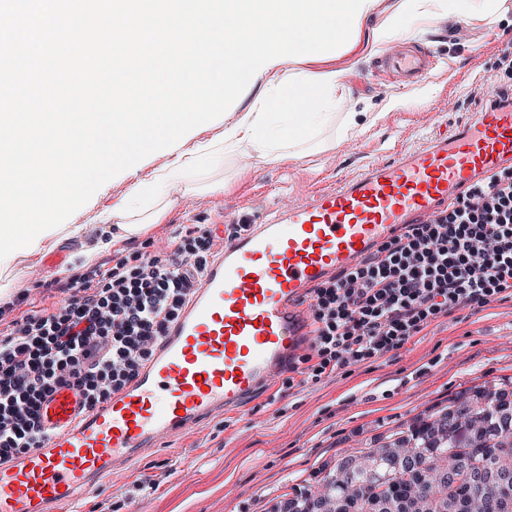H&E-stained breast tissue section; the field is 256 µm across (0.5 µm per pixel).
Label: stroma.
<instances>
[{"instance_id": "35a3bbf8", "label": "stroma", "mask_w": 512, "mask_h": 512, "mask_svg": "<svg viewBox=\"0 0 512 512\" xmlns=\"http://www.w3.org/2000/svg\"><path fill=\"white\" fill-rule=\"evenodd\" d=\"M419 45L440 56L442 65L404 89L376 78L377 59L352 70L349 56L312 54L304 70L346 69L353 99L367 101L377 115L373 124L277 166L225 155L199 176L205 184L223 182V191L174 195L160 223L99 253L98 262L123 260L131 276L150 255L168 259L181 250L211 256L220 239L236 234L225 214L269 218L286 198L332 187L452 129L480 109L488 89L512 92V66L503 59L512 51L511 29L471 18L425 33ZM400 92L407 95L404 104L386 111V102ZM181 160V149L170 147L139 164L132 176L112 178L69 218L86 225L83 238L58 231L39 251L19 253L9 268H0L14 317L58 311L65 279L84 272L81 251L111 236L132 185ZM58 255L63 263L48 265ZM493 378L512 380L510 297L439 317L374 362L316 377L309 362L296 358L274 387L260 390L240 412L207 420L140 458L129 473L87 498L85 512H270L278 497L321 480L351 449L368 447L392 427Z\"/></svg>"}]
</instances>
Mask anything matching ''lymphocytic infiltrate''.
<instances>
[{
  "instance_id": "lymphocytic-infiltrate-1",
  "label": "lymphocytic infiltrate",
  "mask_w": 512,
  "mask_h": 512,
  "mask_svg": "<svg viewBox=\"0 0 512 512\" xmlns=\"http://www.w3.org/2000/svg\"><path fill=\"white\" fill-rule=\"evenodd\" d=\"M205 265L175 251L146 258L136 278L123 261L66 283L56 312L13 321L0 336V451L42 442L38 412L57 388L87 407L120 390L147 361ZM512 292V173H494L448 209L383 243L354 269L314 288L315 374L401 349L456 309Z\"/></svg>"
}]
</instances>
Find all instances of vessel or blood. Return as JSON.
<instances>
[{"label":"vessel or blood","instance_id":"obj_1","mask_svg":"<svg viewBox=\"0 0 512 512\" xmlns=\"http://www.w3.org/2000/svg\"><path fill=\"white\" fill-rule=\"evenodd\" d=\"M437 63L433 54L397 45L383 68L413 82ZM506 166L512 100L493 90L480 112L450 131L253 222L213 252L123 389L91 409L68 387L43 402L44 442L0 458V512H81L87 494L164 440L241 408L287 371L312 336L313 288Z\"/></svg>","mask_w":512,"mask_h":512}]
</instances>
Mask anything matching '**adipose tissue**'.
I'll return each mask as SVG.
<instances>
[{
  "label": "adipose tissue",
  "instance_id": "adipose-tissue-1",
  "mask_svg": "<svg viewBox=\"0 0 512 512\" xmlns=\"http://www.w3.org/2000/svg\"><path fill=\"white\" fill-rule=\"evenodd\" d=\"M380 4L366 5L361 24L366 25L363 58L378 55L397 37L416 39L444 22L462 17L491 19L512 27V0H401L396 12L380 20ZM272 82L252 111L225 123L220 144L200 143L190 166L166 169L152 183H136L125 198L121 211L124 224L117 227V238L139 236L146 225L158 223L163 216L159 202L166 194L190 187L198 165L215 163L223 154H244L268 165L291 158L296 146L312 140L326 125L339 118L336 107L351 98L342 69L309 73L287 61L269 67Z\"/></svg>",
  "mask_w": 512,
  "mask_h": 512
}]
</instances>
